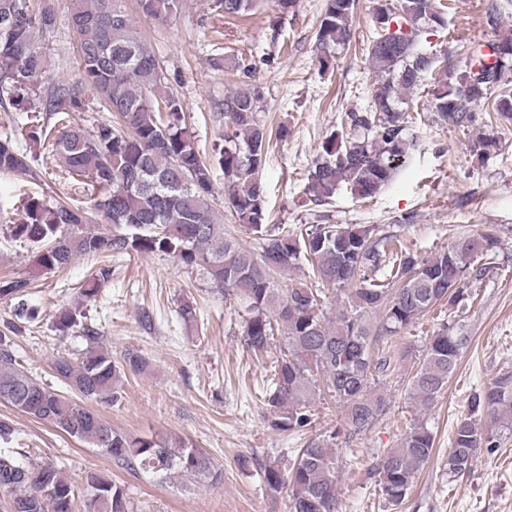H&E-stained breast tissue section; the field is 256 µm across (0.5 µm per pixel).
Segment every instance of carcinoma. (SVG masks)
<instances>
[{"mask_svg": "<svg viewBox=\"0 0 512 512\" xmlns=\"http://www.w3.org/2000/svg\"><path fill=\"white\" fill-rule=\"evenodd\" d=\"M0 0V96L22 108L43 107L53 125L31 126L29 139L45 143V159H60L68 173L85 180L92 201L52 203L27 196L23 220L7 225L11 239L38 246L37 265L62 269L79 257L107 252L162 254L182 266L202 271L210 286L226 298L246 304L242 342L254 355L279 344L272 387L265 393L272 428L290 435L305 433L314 422L312 402L328 394L336 400L346 437L371 429L388 410L386 396L371 380L388 372L406 351L389 347L398 333L440 307L450 309L469 297L467 284L484 279L485 258L496 239L458 231L451 245L431 257L408 248L400 236L372 226L303 224L279 231L268 224L267 187L261 177L270 145L288 138V127L271 130L259 117L263 93L252 68L235 55L218 54L214 68L236 76L239 86L224 97V145L203 156L190 131L183 102L171 91L159 62L126 8V0H62L75 34L82 80L41 91L48 67L38 33L56 26L54 0ZM139 10L164 24L185 0H137ZM359 0H326L316 36L320 66L329 68L338 46L354 35ZM261 0H213L225 18H244ZM375 25L369 65L378 77L368 105L347 113L341 128L326 138L308 175L310 202L325 205L343 183L353 195L371 198L389 185L414 147L409 127L421 112L402 108L403 95L426 89L424 110L443 128H465L480 118L486 102L488 122L512 123V34L490 46L501 56L487 60L480 50L465 68L448 75V63L422 43L430 31L448 28L442 0H373ZM104 103L110 117L89 133L71 121L87 95ZM0 134V174L35 176L15 145ZM224 171L225 204L231 216L256 237L259 251L224 232L210 204L212 168ZM95 224L112 225L106 234ZM307 267L310 283L282 288L280 278ZM110 272L100 268L78 289L80 301L53 315L60 335L81 333L87 347L78 360L57 356L59 381L89 401L110 405L118 399L122 378L140 373L148 361L136 353L123 360L100 344L85 325L84 304L95 300ZM27 281L0 278V299L15 301L16 320L0 328V401L30 418L98 448L128 471L146 470L161 479L174 474L214 479L211 462L200 450L175 447L154 438H132L114 429L100 412L70 393L45 385L17 362L14 346L20 322L33 323L38 312L25 299ZM340 297L341 310L324 312L326 289ZM380 317L372 328L370 315ZM468 337L457 322H445L428 339L422 361L410 381V398L431 409L457 369ZM512 427V372L504 371L472 395L467 412L457 418L445 468L448 476L471 471L483 447L494 448L497 429ZM435 435L414 425L376 461L374 475L382 497L392 506L406 499L416 475L429 463ZM343 449L336 432H320L297 451L288 467L263 468V480L276 491L286 486L288 512H339ZM0 491L10 495L9 512H129L126 487L90 472L83 486L69 481L48 462L22 463L0 453Z\"/></svg>", "mask_w": 512, "mask_h": 512, "instance_id": "1", "label": "carcinoma"}]
</instances>
